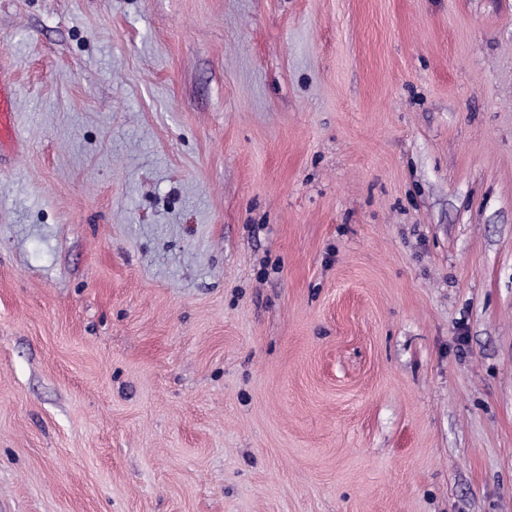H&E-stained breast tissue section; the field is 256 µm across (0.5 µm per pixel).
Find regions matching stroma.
I'll return each instance as SVG.
<instances>
[{"label": "stroma", "mask_w": 512, "mask_h": 512, "mask_svg": "<svg viewBox=\"0 0 512 512\" xmlns=\"http://www.w3.org/2000/svg\"><path fill=\"white\" fill-rule=\"evenodd\" d=\"M0 512H512V0H0ZM14 102L11 70L0 63V150L4 143L19 146L20 136L15 122Z\"/></svg>", "instance_id": "1"}]
</instances>
